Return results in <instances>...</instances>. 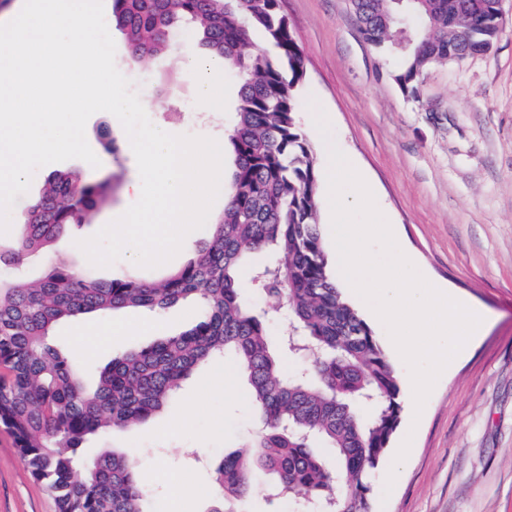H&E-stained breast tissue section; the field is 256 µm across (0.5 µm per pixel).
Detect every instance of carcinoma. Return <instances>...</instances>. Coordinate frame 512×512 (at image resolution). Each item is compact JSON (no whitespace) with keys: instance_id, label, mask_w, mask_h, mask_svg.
Listing matches in <instances>:
<instances>
[{"instance_id":"carcinoma-1","label":"carcinoma","mask_w":512,"mask_h":512,"mask_svg":"<svg viewBox=\"0 0 512 512\" xmlns=\"http://www.w3.org/2000/svg\"><path fill=\"white\" fill-rule=\"evenodd\" d=\"M364 39L401 63L392 77L403 93L425 73L457 63L470 44L494 45L501 16L493 0H354ZM112 22L131 56L170 47L174 28H194L198 46L224 59L239 82L229 130L234 155L224 215L209 225L197 255L160 281L99 280L47 262L22 285L30 258L45 254L68 226L86 222L108 198L106 182L79 171L47 177L0 242V426L14 438L30 474L55 496L58 512H144L148 484L122 448L85 453L93 436L125 431L157 413L193 370L230 352L245 374L261 428L252 451L224 457L213 479L211 512H236L256 475H276V495L301 498L318 512H371V475L397 427L399 383L370 326L329 271L319 231L317 164L296 120L303 52L280 0H112ZM262 32L264 48L248 49ZM254 273L269 306L254 313L241 296L240 270ZM192 299L199 313L178 335L112 359L88 388L67 350L49 342L66 319L128 307L159 313ZM288 324L278 340L270 325ZM315 355L311 371L290 377L286 354ZM326 445L331 460L315 451Z\"/></svg>"}]
</instances>
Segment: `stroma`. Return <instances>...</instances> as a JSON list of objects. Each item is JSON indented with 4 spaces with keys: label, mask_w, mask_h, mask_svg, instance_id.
Masks as SVG:
<instances>
[{
    "label": "stroma",
    "mask_w": 512,
    "mask_h": 512,
    "mask_svg": "<svg viewBox=\"0 0 512 512\" xmlns=\"http://www.w3.org/2000/svg\"><path fill=\"white\" fill-rule=\"evenodd\" d=\"M301 46L305 75L297 90L296 117L309 127L308 102L317 97L328 112L333 137L371 188L376 204L413 254L428 280L480 306L487 324L443 372L420 417L401 395L400 419L372 476L373 512H512V0H503L502 32L490 51L460 65L429 71L419 98L406 97L392 72L398 58L383 55L360 36L351 0H281ZM115 65L159 129L209 137L231 127L238 97L233 79L224 83V110L206 114L193 81L183 68L182 47L189 29L172 36L173 48L133 63L123 32L111 29ZM88 144L100 161L79 159L39 168L29 191L11 214L36 199L48 175L77 170L91 178H111L106 205L86 224L70 226L55 242L50 260L92 272L96 278L137 276L160 279L182 268L204 245L207 229L196 230L184 252L145 269L131 253L111 267H92L75 248L126 210L134 197L126 185L138 174L129 139L107 112L86 123ZM150 311L126 308L109 320L128 326L85 357L75 325L64 322L56 342L89 368L152 343L138 329ZM231 358L200 367L165 408L131 431L93 440L92 448L114 446L136 453L144 470H163L188 479L195 498L172 509L165 483L150 485L145 512H209L206 489L225 454L246 451L255 431L252 406L225 396L214 375ZM412 445L395 464L404 439ZM397 465L393 490L386 473ZM274 476L259 473L239 512H302L297 498H267ZM0 512H57L55 497L21 461L9 434L0 428Z\"/></svg>",
    "instance_id": "obj_1"
}]
</instances>
